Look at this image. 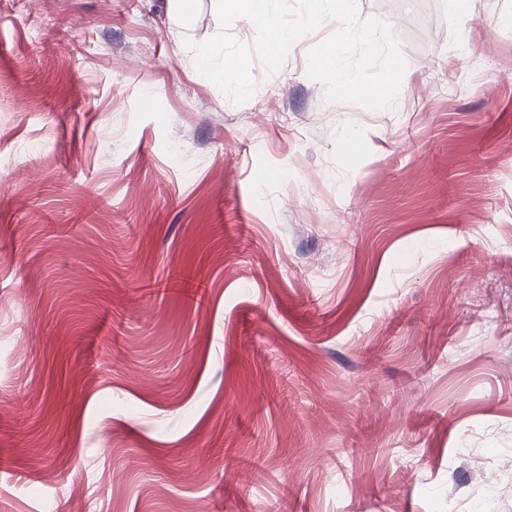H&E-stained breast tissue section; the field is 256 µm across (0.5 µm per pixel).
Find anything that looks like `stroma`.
<instances>
[{
  "mask_svg": "<svg viewBox=\"0 0 512 512\" xmlns=\"http://www.w3.org/2000/svg\"><path fill=\"white\" fill-rule=\"evenodd\" d=\"M356 5L383 109L332 21L238 104L217 0H0V512H512V0Z\"/></svg>",
  "mask_w": 512,
  "mask_h": 512,
  "instance_id": "1",
  "label": "stroma"
}]
</instances>
